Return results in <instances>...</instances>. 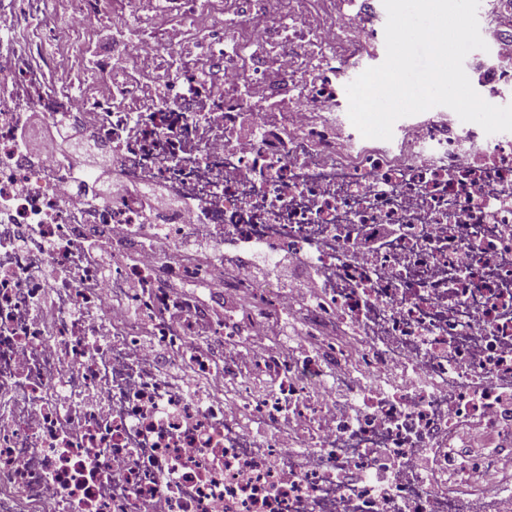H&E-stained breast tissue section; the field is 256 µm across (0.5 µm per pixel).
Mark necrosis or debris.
Returning a JSON list of instances; mask_svg holds the SVG:
<instances>
[{
	"label": "necrosis or debris",
	"instance_id": "4bbe7bcc",
	"mask_svg": "<svg viewBox=\"0 0 512 512\" xmlns=\"http://www.w3.org/2000/svg\"><path fill=\"white\" fill-rule=\"evenodd\" d=\"M101 2L0 0V512H512V132L343 119L376 0H124L108 56L71 39ZM479 8L492 103L512 0ZM33 112L187 209L98 203L79 152L22 144ZM255 249L317 288L225 267ZM275 318L299 327L257 342Z\"/></svg>",
	"mask_w": 512,
	"mask_h": 512
}]
</instances>
